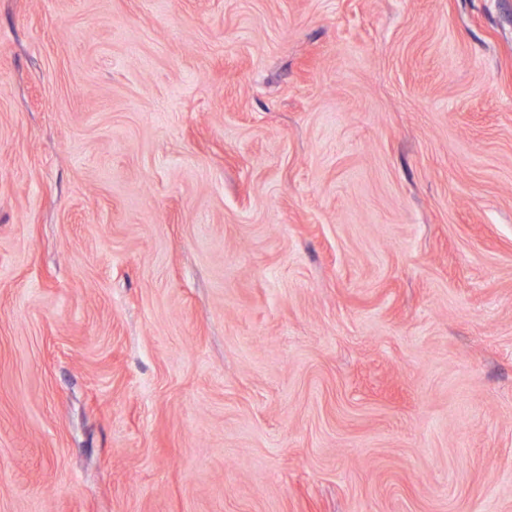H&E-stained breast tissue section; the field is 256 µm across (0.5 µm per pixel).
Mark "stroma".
Returning <instances> with one entry per match:
<instances>
[{"mask_svg": "<svg viewBox=\"0 0 512 512\" xmlns=\"http://www.w3.org/2000/svg\"><path fill=\"white\" fill-rule=\"evenodd\" d=\"M0 512H512V0H0Z\"/></svg>", "mask_w": 512, "mask_h": 512, "instance_id": "stroma-1", "label": "stroma"}]
</instances>
